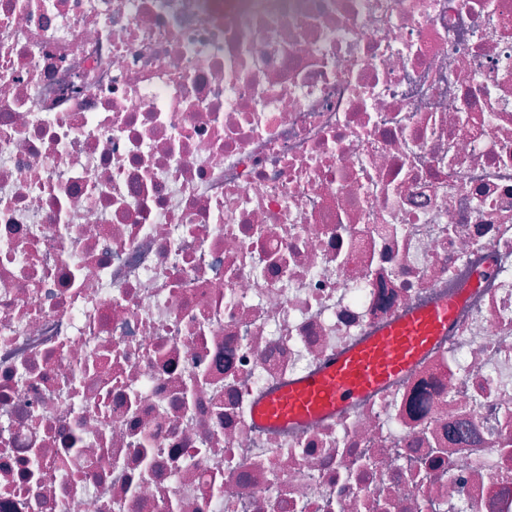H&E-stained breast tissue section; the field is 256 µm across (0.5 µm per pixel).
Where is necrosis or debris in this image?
I'll return each mask as SVG.
<instances>
[{
	"label": "necrosis or debris",
	"mask_w": 512,
	"mask_h": 512,
	"mask_svg": "<svg viewBox=\"0 0 512 512\" xmlns=\"http://www.w3.org/2000/svg\"><path fill=\"white\" fill-rule=\"evenodd\" d=\"M0 512H512V0H0ZM463 300L459 292L382 323L316 371L267 396L254 407L253 419L284 426L351 411L367 396L410 375L450 335Z\"/></svg>",
	"instance_id": "4bbe7bcc"
}]
</instances>
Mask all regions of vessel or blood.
<instances>
[{
    "mask_svg": "<svg viewBox=\"0 0 512 512\" xmlns=\"http://www.w3.org/2000/svg\"><path fill=\"white\" fill-rule=\"evenodd\" d=\"M463 300L459 293L382 323L316 371L267 396L254 407L253 419L284 426L351 411L367 396L410 375L450 335Z\"/></svg>",
    "mask_w": 512,
    "mask_h": 512,
    "instance_id": "b4317fda",
    "label": "vessel or blood"
}]
</instances>
